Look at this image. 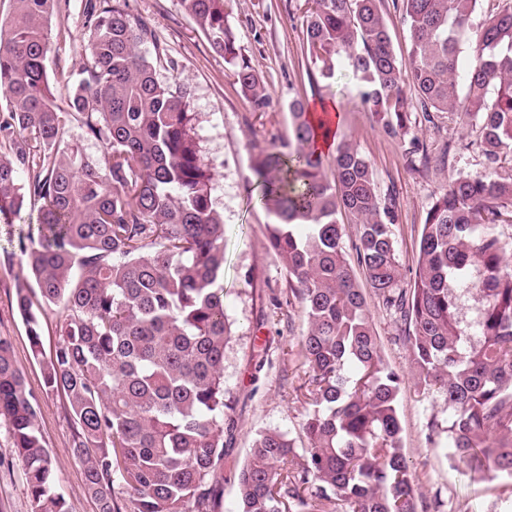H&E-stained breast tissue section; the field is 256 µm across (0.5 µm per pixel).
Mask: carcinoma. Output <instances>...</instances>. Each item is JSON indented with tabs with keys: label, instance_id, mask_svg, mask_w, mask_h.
<instances>
[{
	"label": "carcinoma",
	"instance_id": "carcinoma-1",
	"mask_svg": "<svg viewBox=\"0 0 512 512\" xmlns=\"http://www.w3.org/2000/svg\"><path fill=\"white\" fill-rule=\"evenodd\" d=\"M57 0H9L0 18V216L41 202L38 241L20 242L15 302L45 390L62 393L72 448L98 512H210L224 480V216L201 159L191 91L159 78L171 64L126 0H87V63L59 107L45 64ZM483 0H395L407 57L391 41L381 0H306L304 50L323 80L347 69L357 104L389 137L413 105L479 126L486 170L458 174L432 201L414 276L401 285L393 198L367 159L336 140L333 112L294 100L288 151H260L251 170L274 216L270 248L306 319L300 354L308 405L303 453L280 430L257 435L237 476L239 512H428L400 445V378L384 362L366 298L343 246L339 215L357 225L356 260L398 316L417 387L441 394L448 417L428 439L471 480L512 478V268L496 226L512 222V180L495 176L512 151V5L471 15ZM262 110L269 91L229 23L230 0H179ZM79 124L104 148L91 159L68 137ZM28 172V181L20 179ZM59 308L42 352L32 290ZM464 293L479 295L474 325ZM38 399L0 338V418L8 419L32 512H69L54 491Z\"/></svg>",
	"mask_w": 512,
	"mask_h": 512
}]
</instances>
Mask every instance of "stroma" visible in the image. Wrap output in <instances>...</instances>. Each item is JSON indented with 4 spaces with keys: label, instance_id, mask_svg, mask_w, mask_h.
<instances>
[{
    "label": "stroma",
    "instance_id": "obj_1",
    "mask_svg": "<svg viewBox=\"0 0 512 512\" xmlns=\"http://www.w3.org/2000/svg\"><path fill=\"white\" fill-rule=\"evenodd\" d=\"M304 0H231L229 20L243 53L269 88L270 105L255 111L241 94L229 67L207 37L183 12L179 0H127L129 13L146 20L155 42L139 47L153 55L165 49L172 67L162 81L187 86L196 114L201 157L215 173L214 203L224 213V308L233 338L224 356V388L232 403L233 436L224 452V489L214 512H238L237 475L257 434L280 429L304 446L300 424L305 406L294 388L304 367L300 341L306 322L298 305L289 303L286 275L270 249L267 226L273 217L257 201L251 163L259 149L281 148L291 134L288 105L316 96L342 107L341 138L370 162L381 194L396 205L393 226L402 276L414 265L421 227L433 196L450 176L484 171L477 133L460 114L440 112L433 121L416 118L403 138L384 134L376 117L356 105V82L350 72L312 87L313 71L303 49ZM84 0H58L51 18L47 70L59 105H67L73 83L86 62L89 28ZM426 145L429 161L409 155L412 140ZM38 204H28L10 222L0 221V338L10 342L25 384L40 403L39 424L55 464L54 483L70 512H98L85 488L83 467L72 448V421L65 398L43 389L41 366L31 353L25 326L15 307L21 273L19 242L38 232ZM367 302L382 354L402 379L398 412L402 446L416 477L419 495L437 499L443 512H512V480L476 484L464 467L449 460L446 449L430 445L427 425L445 418L442 396L419 393L412 356L396 337L393 318L379 298ZM0 512H31L24 470L9 432L0 419Z\"/></svg>",
    "mask_w": 512,
    "mask_h": 512
}]
</instances>
